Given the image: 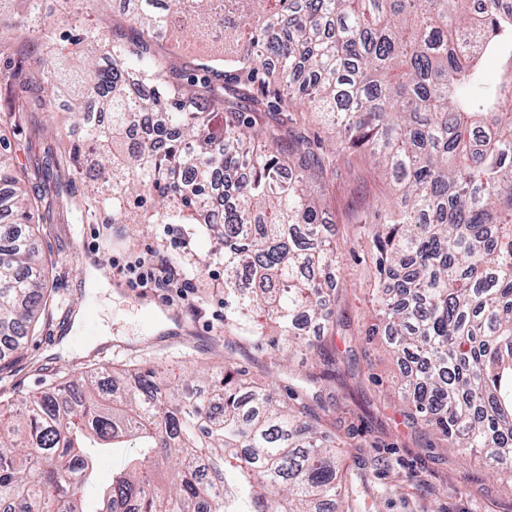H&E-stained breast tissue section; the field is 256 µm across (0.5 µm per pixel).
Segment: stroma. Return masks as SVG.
Returning <instances> with one entry per match:
<instances>
[{
  "label": "stroma",
  "instance_id": "stroma-1",
  "mask_svg": "<svg viewBox=\"0 0 512 512\" xmlns=\"http://www.w3.org/2000/svg\"><path fill=\"white\" fill-rule=\"evenodd\" d=\"M149 53L188 74L208 63L211 46L197 41L192 48L176 52L167 39L159 38L151 42ZM67 104L64 96L50 106L32 102L26 122L7 130L8 141L0 145L35 185L47 187L56 197L35 245L53 266L52 312L40 331L25 339L13 365L0 372V396L37 395L50 391L61 376L127 360L165 362L174 381L183 367L228 359L248 368L258 384L274 385L280 396L296 390L300 378L311 371L312 358L300 352L290 366L282 367L273 363L269 350L242 343L225 330L223 278L199 273L193 307L172 302L176 316L164 328L145 321L134 294L113 295L88 287L81 260L87 250H95L107 266L139 259L172 262L177 253L160 224L74 222V203L93 183L86 178L69 182L63 171L46 161L47 153L59 145L54 128ZM303 132L316 152L336 154V170L327 176L325 194L328 218L343 249L344 287L333 308L345 326L339 334L320 336L319 341L336 352V377L322 387L335 397V415L343 428L356 436L357 445L348 449L346 463L365 476L364 486L357 489V512H512L511 482L491 475L480 458L464 461L442 448L429 447L425 437L407 427L397 403H384L385 393L399 377V362L384 336L370 333L371 288L377 271L371 255L358 246L355 231L358 224L370 221L375 207H392L396 199L362 150L334 146L322 118L311 116ZM89 306L97 313V332L112 336L101 357L91 356L82 344L68 342V331L60 326L61 318H73ZM134 454L131 448H108L99 454L86 489L89 512H95L113 473Z\"/></svg>",
  "mask_w": 512,
  "mask_h": 512
}]
</instances>
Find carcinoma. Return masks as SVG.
<instances>
[{"label":"carcinoma","instance_id":"carcinoma-1","mask_svg":"<svg viewBox=\"0 0 512 512\" xmlns=\"http://www.w3.org/2000/svg\"><path fill=\"white\" fill-rule=\"evenodd\" d=\"M71 49L41 26L40 0L0 18L40 39L58 66L47 98L76 88L66 128L81 136L59 168L97 173L77 220L190 224L200 264L224 268V322L255 347L277 337L314 352L332 379L336 352L311 326L341 324L329 305L340 288L342 248L326 211L307 194L333 159L279 129L326 114L341 144L371 154L400 197L362 226L378 269V330L420 368L400 377L406 417L461 455L476 452L512 480V71L494 84L490 59L512 66V0H138L128 21L145 39L130 46L67 0ZM177 15L196 33H219L209 74L178 78L148 56L147 42ZM224 114V128L213 126ZM276 124L260 130L254 116ZM149 124L132 141L125 128ZM13 102L0 123L19 125ZM0 155V372L13 363L52 301L30 248L45 201L21 190ZM206 397L134 365L65 379L50 393L0 398V512H87L94 449L135 442L139 455L112 476L97 512H356L333 402L295 395L284 405L231 363L184 371Z\"/></svg>","mask_w":512,"mask_h":512}]
</instances>
